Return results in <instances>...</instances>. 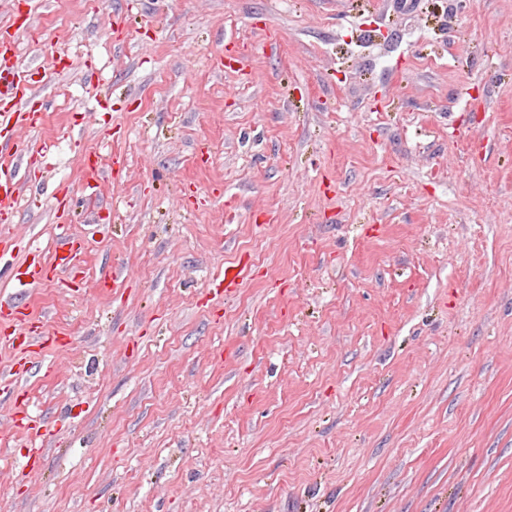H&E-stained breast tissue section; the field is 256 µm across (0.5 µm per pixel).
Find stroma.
I'll return each mask as SVG.
<instances>
[{"mask_svg":"<svg viewBox=\"0 0 512 512\" xmlns=\"http://www.w3.org/2000/svg\"><path fill=\"white\" fill-rule=\"evenodd\" d=\"M0 36L50 105L0 299L60 338L0 319V512H512V0H0ZM72 256L73 249L71 246H67V244L59 245L55 249L52 260L49 264L43 266L31 263L24 269V271L20 272V275L25 276V285H27L28 288H37L48 279L49 272H52L53 276L64 274L71 266ZM0 313L9 321L15 322L14 332L18 331L24 336L22 338L21 346L31 348L34 346L41 347L42 349L49 345L50 337L45 332L39 331L40 326H34L30 314L19 308L10 299L0 300Z\"/></svg>","mask_w":512,"mask_h":512,"instance_id":"stroma-1","label":"stroma"}]
</instances>
